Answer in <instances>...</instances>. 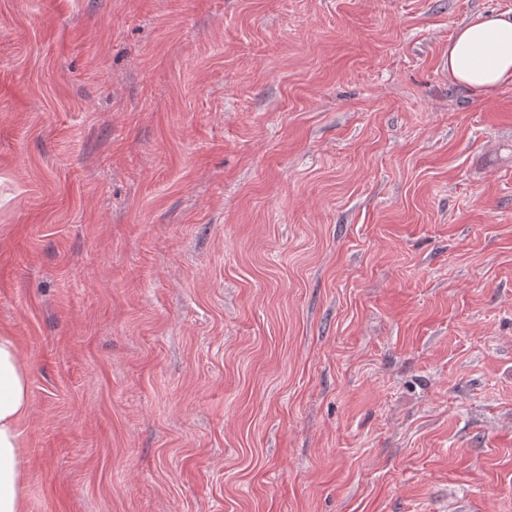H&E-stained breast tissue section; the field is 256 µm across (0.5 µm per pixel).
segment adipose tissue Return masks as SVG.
<instances>
[{"mask_svg": "<svg viewBox=\"0 0 512 512\" xmlns=\"http://www.w3.org/2000/svg\"><path fill=\"white\" fill-rule=\"evenodd\" d=\"M448 75L476 92L512 85V12L481 14L459 26L448 45ZM29 408L16 341L0 335V512H26L19 423Z\"/></svg>", "mask_w": 512, "mask_h": 512, "instance_id": "1", "label": "adipose tissue"}]
</instances>
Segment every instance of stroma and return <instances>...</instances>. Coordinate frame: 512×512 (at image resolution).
Segmentation results:
<instances>
[{"mask_svg":"<svg viewBox=\"0 0 512 512\" xmlns=\"http://www.w3.org/2000/svg\"><path fill=\"white\" fill-rule=\"evenodd\" d=\"M512 0H0L27 512H512ZM448 75L467 90L512 85V12L479 14L448 45Z\"/></svg>","mask_w":512,"mask_h":512,"instance_id":"35a3bbf8","label":"stroma"}]
</instances>
